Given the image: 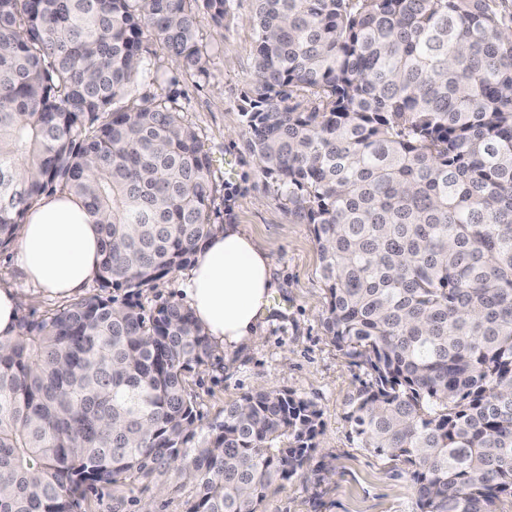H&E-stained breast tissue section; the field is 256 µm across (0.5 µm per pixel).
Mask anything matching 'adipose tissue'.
Returning a JSON list of instances; mask_svg holds the SVG:
<instances>
[{"label": "adipose tissue", "mask_w": 512, "mask_h": 512, "mask_svg": "<svg viewBox=\"0 0 512 512\" xmlns=\"http://www.w3.org/2000/svg\"><path fill=\"white\" fill-rule=\"evenodd\" d=\"M17 240L15 261L25 278L56 297L79 295L101 260L94 217L79 198L62 193L40 198ZM276 287L268 252L228 224L201 243L182 291L197 324L230 356L258 340Z\"/></svg>", "instance_id": "ef3b65f1"}]
</instances>
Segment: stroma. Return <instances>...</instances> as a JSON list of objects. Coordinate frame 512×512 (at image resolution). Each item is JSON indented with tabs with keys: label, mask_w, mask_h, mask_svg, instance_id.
Masks as SVG:
<instances>
[{
	"label": "stroma",
	"mask_w": 512,
	"mask_h": 512,
	"mask_svg": "<svg viewBox=\"0 0 512 512\" xmlns=\"http://www.w3.org/2000/svg\"><path fill=\"white\" fill-rule=\"evenodd\" d=\"M257 33L253 0H230L223 26L202 23L198 42L203 70L185 72L159 43L146 44V57L161 81L143 91L168 98L198 134L213 160L210 221L235 224L265 250L283 310H271L258 341L246 351L210 362L189 376L200 430L224 418L225 406L256 391H287L312 403L320 414L317 446L297 474L273 484L259 512H414L407 463L362 447L347 418L349 404L370 382L366 365L326 336L322 322L328 302L320 277V253L312 225L295 215L277 184L265 177L248 146L242 109L253 79ZM232 156L234 172L224 173ZM13 247L0 249V286L18 289L21 314L42 319L67 306L24 281L13 263ZM191 488L152 499L140 488H103L89 496L88 512H141L153 501L156 512H184Z\"/></svg>",
	"instance_id": "obj_1"
}]
</instances>
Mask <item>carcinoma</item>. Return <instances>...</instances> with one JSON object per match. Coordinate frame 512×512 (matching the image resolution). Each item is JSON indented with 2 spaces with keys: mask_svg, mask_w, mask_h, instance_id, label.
I'll use <instances>...</instances> for the list:
<instances>
[{
  "mask_svg": "<svg viewBox=\"0 0 512 512\" xmlns=\"http://www.w3.org/2000/svg\"><path fill=\"white\" fill-rule=\"evenodd\" d=\"M243 115L261 171L313 225L323 328L373 381L363 447L411 466L415 512L512 495V15L497 0H254ZM229 0H0V248L47 191L98 219L102 288L0 338V512H86L100 487L194 489L258 512L316 448L288 392L224 408L197 445L187 377L212 345L142 288L190 265L212 161L159 95L145 42L187 72Z\"/></svg>",
  "mask_w": 512,
  "mask_h": 512,
  "instance_id": "obj_1",
  "label": "carcinoma"
}]
</instances>
